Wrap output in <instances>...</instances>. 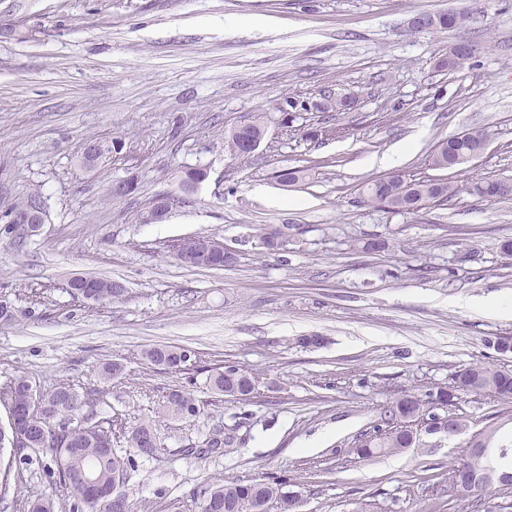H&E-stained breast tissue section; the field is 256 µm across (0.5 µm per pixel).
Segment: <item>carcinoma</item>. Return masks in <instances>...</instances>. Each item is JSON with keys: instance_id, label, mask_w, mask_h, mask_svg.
<instances>
[{"instance_id": "carcinoma-1", "label": "carcinoma", "mask_w": 512, "mask_h": 512, "mask_svg": "<svg viewBox=\"0 0 512 512\" xmlns=\"http://www.w3.org/2000/svg\"><path fill=\"white\" fill-rule=\"evenodd\" d=\"M435 22L414 27L416 31L447 30L459 28L467 22L463 11L428 12ZM472 58L471 48L457 44V51L437 62V67L450 71L461 70ZM320 112H339L350 108L347 98L330 93L312 104ZM265 129V116L257 114L247 124L235 128L226 138L228 151L238 159L250 157L248 143L258 138ZM489 133L484 129L468 130L462 137H451L438 144L431 155L432 166L437 169H455L466 165L467 159L482 149ZM307 178L303 168H283L276 172V180L282 186H294ZM470 193L488 200L512 198V179L480 180L463 187ZM448 180L430 177L411 178L397 174L390 178H376L361 187V202L396 213L417 214L431 206L448 201L463 189ZM232 264L224 255V246L215 245L198 260L189 257L184 265L220 269ZM68 293L83 301L89 295L102 296L107 303L119 301L126 289L120 283L95 277L73 278L68 281ZM186 349L177 346H153L141 352L148 364L159 370H177ZM125 365L119 361L103 364L101 379L110 383L122 378ZM33 382L26 375H18L0 387V402L27 410L26 425L35 442L26 447L10 449L8 463L18 468L37 467L50 481L71 491L74 502L72 512H137V505L120 486L130 481L135 471L136 458L150 459L156 456L159 446L148 443L157 432L148 422H142L128 431V448L113 445L112 420L98 416L95 410L83 407L92 402L88 395L79 393L72 385L61 383L49 392L37 397V404L29 406ZM210 388L221 395L239 397L249 395L255 389L252 374L235 365L216 370L209 377ZM461 393L485 394L505 404L512 403V371L484 364L472 365L459 372L453 385L440 388L422 397L405 395L397 398L384 411L381 424L374 433L365 434L357 446V454L369 460L385 453H395L411 448L417 443L419 423L427 422L430 431L448 428L453 433L464 431L466 424L460 417L448 413L435 421L430 409L447 408L455 404ZM168 414L187 418L196 415L199 406L188 390L169 389L163 400ZM497 427L489 424L474 434L469 441L471 448H496L497 453L512 457V448L494 446ZM224 432L214 430L206 438L204 447L188 448L187 455L206 454L224 447ZM194 497L199 501L200 512H267L269 503L279 504L281 512H297L300 503L284 495L279 480H255L249 483L223 480L202 488ZM26 512H58L55 499L36 496L24 502Z\"/></svg>"}]
</instances>
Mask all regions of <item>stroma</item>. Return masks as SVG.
Segmentation results:
<instances>
[{
	"label": "stroma",
	"instance_id": "35a3bbf8",
	"mask_svg": "<svg viewBox=\"0 0 512 512\" xmlns=\"http://www.w3.org/2000/svg\"><path fill=\"white\" fill-rule=\"evenodd\" d=\"M462 5L455 30L415 32L423 11ZM470 41L458 72L438 70L450 44ZM332 92L344 112L297 110L281 129L285 97ZM265 113L268 140L240 160L224 146ZM491 141L448 180L512 179V0H0V213L39 192L48 220L17 243L0 237V300L26 318L0 326V385L28 375L106 391L102 415L148 421L163 449L138 460L127 485L139 512H199L195 488L224 479L287 477L298 512H469L448 479L499 403L461 395L466 431L421 433L415 447L368 461L356 447L384 407L448 386L474 363L512 370L488 338L512 336V200L460 192L417 215L362 204L360 185L386 173L431 174L436 145L464 130ZM119 139L121 154L92 172L86 138ZM411 142L398 164L368 158ZM309 179L281 186L277 170ZM209 177L181 195L177 175ZM135 180L117 199L113 182ZM180 196L168 221L136 222L158 194ZM293 225L269 253L267 227ZM211 235L237 252L221 270L186 267L174 240ZM383 237L388 250H353ZM124 284L123 300L87 305L71 277ZM319 335L320 348L299 346ZM194 352L185 370L159 373L142 349ZM125 365L104 384L103 363ZM235 365L256 378L238 400L208 385ZM199 401L189 418L165 415L168 388ZM223 452L185 456L215 429ZM68 493L42 473L12 470L6 512L25 496Z\"/></svg>",
	"mask_w": 512,
	"mask_h": 512
}]
</instances>
